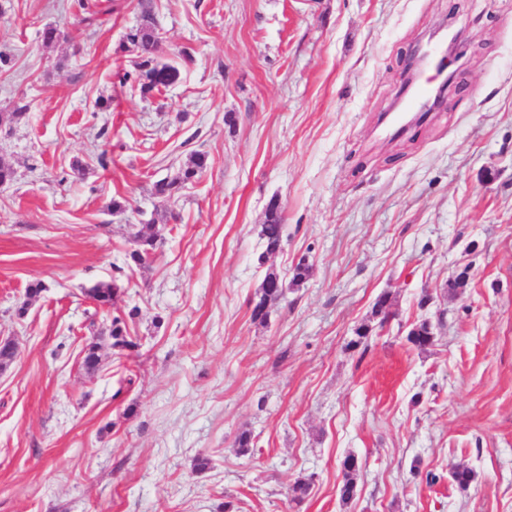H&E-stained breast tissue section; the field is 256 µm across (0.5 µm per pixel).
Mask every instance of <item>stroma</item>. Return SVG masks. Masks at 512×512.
Segmentation results:
<instances>
[{"mask_svg": "<svg viewBox=\"0 0 512 512\" xmlns=\"http://www.w3.org/2000/svg\"><path fill=\"white\" fill-rule=\"evenodd\" d=\"M93 2L88 26L75 0H0V112L31 103L0 128L16 171L0 336L19 346L0 373V512H512V0ZM146 12L180 78L145 95L120 74ZM48 23L72 40L44 45ZM450 29L457 83L397 133L410 54ZM196 151L205 171L161 202ZM273 198L285 240L262 264ZM145 224L156 256L129 266ZM302 260L306 280L252 320L265 268ZM115 277L111 312L87 290ZM133 307V347L86 372L84 342ZM424 320L422 350L407 334Z\"/></svg>", "mask_w": 512, "mask_h": 512, "instance_id": "obj_1", "label": "stroma"}]
</instances>
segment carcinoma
Returning <instances> with one entry per match:
<instances>
[{"instance_id": "obj_1", "label": "carcinoma", "mask_w": 512, "mask_h": 512, "mask_svg": "<svg viewBox=\"0 0 512 512\" xmlns=\"http://www.w3.org/2000/svg\"><path fill=\"white\" fill-rule=\"evenodd\" d=\"M43 44L51 45L61 40L69 39V33L54 24H47L41 31ZM126 41L138 53L135 63V73L127 72L124 77L134 79L142 94L160 90L179 79L177 67L170 64H161L157 61L158 39L155 34L154 22L150 13L143 15L142 22L126 34ZM30 108L29 102L20 99L14 111L0 113V127L10 125L20 120ZM207 165V155L202 152L193 154L191 161L182 167L172 178H164L154 185V194L164 202L171 201L174 196L187 185L196 181ZM285 225L282 224L280 205L278 201L271 200L265 214V222L260 225L259 235L264 243V251L258 257L259 264H265L267 258L282 248ZM132 247L128 252L131 264L141 266L146 264L155 254L157 248V234L152 232V225L139 230L132 235ZM279 274L274 270L266 272L258 289L251 300V316L253 320L265 322L270 308L285 298V292L274 287ZM89 296L99 306H112L122 294V285L119 279L110 282H100L88 289ZM110 347L123 350L131 345L127 339L126 319L115 316L109 331ZM408 340L424 349L434 342V333L431 325L424 321L412 329ZM102 346L98 342H91L85 348L84 366L89 370L96 369L101 361ZM358 466L353 465L344 469L343 484L340 489L341 497L345 500L352 498L356 491V477Z\"/></svg>"}]
</instances>
